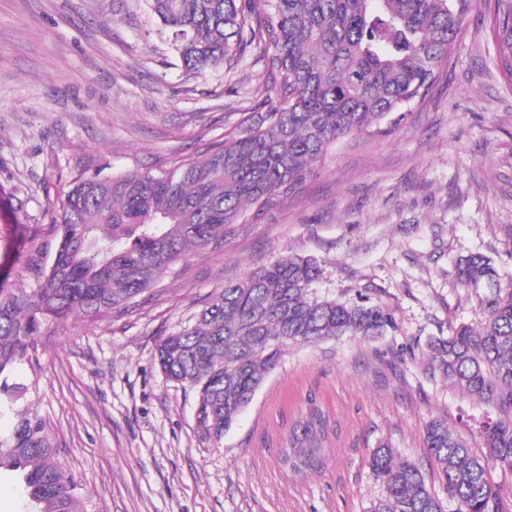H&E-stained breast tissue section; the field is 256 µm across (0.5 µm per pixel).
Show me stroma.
Here are the masks:
<instances>
[{
  "label": "stroma",
  "mask_w": 512,
  "mask_h": 512,
  "mask_svg": "<svg viewBox=\"0 0 512 512\" xmlns=\"http://www.w3.org/2000/svg\"><path fill=\"white\" fill-rule=\"evenodd\" d=\"M475 0L426 97L380 132L332 146L296 191L237 224L222 249L178 262L126 309L47 323L16 369L50 422L63 470L100 512H370L385 444L440 487L426 423L483 452L484 407L431 374L430 338L484 315L454 261L483 253L512 292V86ZM277 99L261 49L185 70L144 0H0V269L31 288L50 262L52 205L78 171L158 170L239 133ZM288 254L315 258L318 297L387 308L396 326L284 353L219 446L199 444L195 395L166 380L160 341L224 284ZM315 396L324 464L294 474L283 444Z\"/></svg>",
  "instance_id": "obj_1"
}]
</instances>
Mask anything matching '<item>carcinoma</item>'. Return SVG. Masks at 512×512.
Returning <instances> with one entry per match:
<instances>
[{"mask_svg": "<svg viewBox=\"0 0 512 512\" xmlns=\"http://www.w3.org/2000/svg\"><path fill=\"white\" fill-rule=\"evenodd\" d=\"M172 31L182 66L201 72L236 61L255 41L270 48L265 66L278 102L250 116L240 134L209 143L193 158L156 172H84L53 206L58 244L34 287L0 279V470L17 473L29 512H89L81 485L63 474L56 437L25 402L29 387L11 377L34 351L44 323L121 310L152 290L191 254L224 246L246 211L258 217L300 186L333 145L391 123L429 90L473 0H146ZM497 67L512 86V0H495L488 19ZM315 260L280 256L212 295L193 325L157 347L164 376L195 394L200 444L219 445L289 346L340 336L374 339L395 328L385 308L319 298ZM457 283L479 290L484 322L460 324L427 343L428 370L497 412L475 453L442 418L424 445L458 512H512L491 469L512 470V293L502 296L491 258L455 263ZM328 431L309 402L283 461L295 473L322 466ZM369 466L385 487L371 512H444L419 467L374 449Z\"/></svg>", "mask_w": 512, "mask_h": 512, "instance_id": "obj_1", "label": "carcinoma"}]
</instances>
